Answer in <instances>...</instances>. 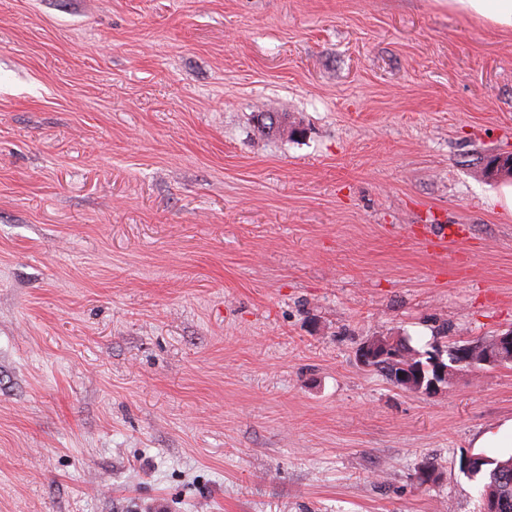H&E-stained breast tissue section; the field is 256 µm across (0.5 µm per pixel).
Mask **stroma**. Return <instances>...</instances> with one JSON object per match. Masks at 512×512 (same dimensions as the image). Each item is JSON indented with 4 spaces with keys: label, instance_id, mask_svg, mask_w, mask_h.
<instances>
[{
    "label": "stroma",
    "instance_id": "1",
    "mask_svg": "<svg viewBox=\"0 0 512 512\" xmlns=\"http://www.w3.org/2000/svg\"><path fill=\"white\" fill-rule=\"evenodd\" d=\"M504 152L448 0H0V512H483L512 364L358 349L512 328ZM435 374L426 375L424 367L414 365L412 361L409 364H399L395 368H400L397 373V381L395 385L401 389L411 392H421L430 394L435 392L440 386L448 385L454 372H448L451 367L444 366L441 360L435 361Z\"/></svg>",
    "mask_w": 512,
    "mask_h": 512
}]
</instances>
